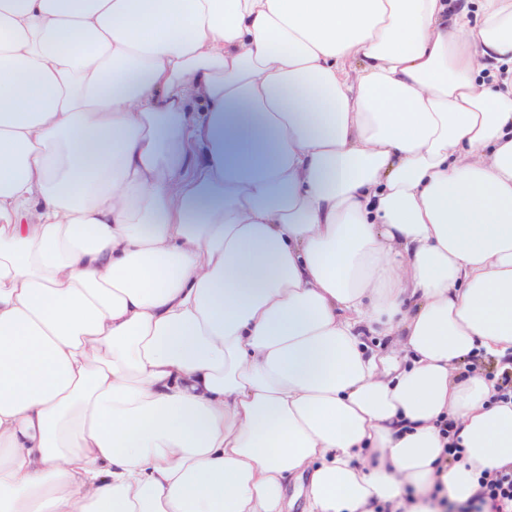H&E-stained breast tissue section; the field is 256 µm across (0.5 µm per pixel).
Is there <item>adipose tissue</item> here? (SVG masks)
<instances>
[{
  "label": "adipose tissue",
  "mask_w": 512,
  "mask_h": 512,
  "mask_svg": "<svg viewBox=\"0 0 512 512\" xmlns=\"http://www.w3.org/2000/svg\"><path fill=\"white\" fill-rule=\"evenodd\" d=\"M476 355L512 0H0V512H429L512 465Z\"/></svg>",
  "instance_id": "obj_1"
}]
</instances>
